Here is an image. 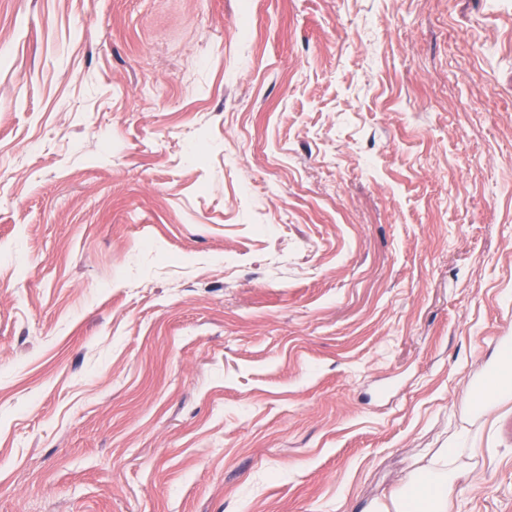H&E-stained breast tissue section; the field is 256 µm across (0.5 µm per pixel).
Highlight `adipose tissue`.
Returning a JSON list of instances; mask_svg holds the SVG:
<instances>
[{
    "label": "adipose tissue",
    "instance_id": "1",
    "mask_svg": "<svg viewBox=\"0 0 512 512\" xmlns=\"http://www.w3.org/2000/svg\"><path fill=\"white\" fill-rule=\"evenodd\" d=\"M454 455V449H444L442 456L427 468L424 478L413 479L409 489L377 505L374 512H448L453 493L448 465Z\"/></svg>",
    "mask_w": 512,
    "mask_h": 512
}]
</instances>
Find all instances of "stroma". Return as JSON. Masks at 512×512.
I'll list each match as a JSON object with an SVG mask.
<instances>
[{
    "label": "stroma",
    "instance_id": "35a3bbf8",
    "mask_svg": "<svg viewBox=\"0 0 512 512\" xmlns=\"http://www.w3.org/2000/svg\"><path fill=\"white\" fill-rule=\"evenodd\" d=\"M505 336L512 0H0V512H512ZM498 366L494 370L495 386L487 394V400H494L501 398L510 393L511 398V385H512V362L511 356H507L502 361V355L498 362ZM458 447L462 446L455 444L454 448H444L442 456L424 471L423 479H411L409 489L377 505L373 512H447L453 493L448 464Z\"/></svg>",
    "mask_w": 512,
    "mask_h": 512
}]
</instances>
